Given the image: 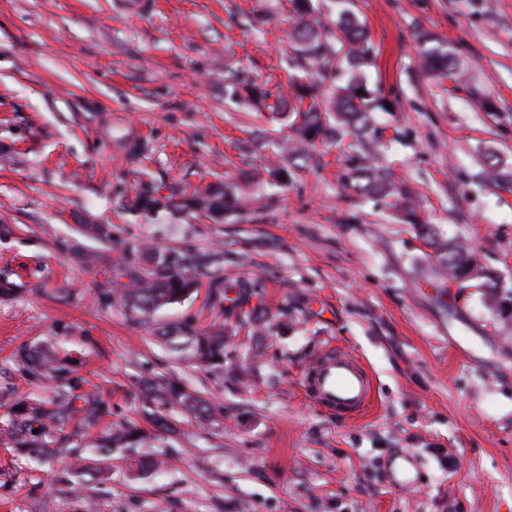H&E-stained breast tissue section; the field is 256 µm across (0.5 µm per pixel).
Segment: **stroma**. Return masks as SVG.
<instances>
[{
    "mask_svg": "<svg viewBox=\"0 0 512 512\" xmlns=\"http://www.w3.org/2000/svg\"><path fill=\"white\" fill-rule=\"evenodd\" d=\"M349 7L368 36L367 83L392 105L372 115L381 162L417 191L438 240L476 251L500 307L449 289L413 225L345 189L350 139L317 142L287 187L253 179L285 131L225 98L224 76L290 94V0H0V426L17 400L54 395L15 362L43 342L109 402L112 427L155 432L139 384L161 375L213 408L207 424L169 413L154 443L165 468L140 474L113 454L94 512H512V184L483 175L491 153L512 173V0ZM423 34L454 61L446 76L423 68ZM132 139L150 147L139 168ZM141 171L180 189L233 186L236 209H119ZM183 245L223 252L224 278L254 281L273 316L259 335L218 318L205 284L162 311L231 327L219 371L176 361L119 298L125 251ZM330 346L372 379L361 415L305 386ZM408 455L413 489L395 483ZM63 468L0 443V512H81Z\"/></svg>",
    "mask_w": 512,
    "mask_h": 512,
    "instance_id": "35a3bbf8",
    "label": "stroma"
}]
</instances>
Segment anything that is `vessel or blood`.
I'll use <instances>...</instances> for the list:
<instances>
[{
	"label": "vessel or blood",
	"instance_id": "obj_1",
	"mask_svg": "<svg viewBox=\"0 0 512 512\" xmlns=\"http://www.w3.org/2000/svg\"><path fill=\"white\" fill-rule=\"evenodd\" d=\"M308 384L319 403L341 413L362 410L372 395L367 373L348 352L333 346L313 361Z\"/></svg>",
	"mask_w": 512,
	"mask_h": 512
}]
</instances>
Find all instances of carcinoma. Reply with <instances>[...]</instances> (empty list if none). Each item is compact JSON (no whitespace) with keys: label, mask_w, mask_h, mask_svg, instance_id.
<instances>
[{"label":"carcinoma","mask_w":512,"mask_h":512,"mask_svg":"<svg viewBox=\"0 0 512 512\" xmlns=\"http://www.w3.org/2000/svg\"><path fill=\"white\" fill-rule=\"evenodd\" d=\"M296 22L291 26L288 39L292 54L288 67L299 72L291 84L293 97L287 104L280 100L269 106L272 118L281 122L295 134L294 146L281 149L280 162L269 171L273 181L288 185L287 166L304 167L311 162L310 149L317 138H332L341 130L354 131L362 137L369 129V116L376 111L387 112L386 100L375 95L359 76H353L339 86L327 101H322L320 87L335 73L333 65L345 64L355 70L370 61V48L363 25L353 15L340 16L336 43L307 20L312 0H293ZM423 67L437 75L448 72V52L441 46L423 41L420 47ZM347 187L360 196L391 199L392 206L403 210L407 221L419 226L427 245L437 253L443 274L463 278L470 268L480 266L476 254L452 242L436 239L433 225L420 221L418 205L412 191L404 182L396 181L392 170L367 157L358 155L352 165ZM162 187L152 180L140 181L134 198L123 204L130 212L157 214L176 209L189 213L210 215L230 209V193L222 185H210L205 191L170 192L161 194ZM224 263V254L201 252L189 248H170L148 252L129 250L123 260L122 276L129 284L122 292L127 311L140 323L154 321L161 310L179 304L198 291L203 279H209L210 294L222 314L237 313L249 323L258 324L263 315L261 304H252L257 295L256 284L248 279L211 277L213 268ZM155 335L178 358L202 365L211 370L224 367V348L229 336L224 323L199 330L189 323L155 324ZM20 367L33 379H52L59 383V391L50 399L29 398L15 402L12 418L0 432L16 451L41 460H57L71 464L74 480L70 492L76 499L85 500V492L94 480L105 473L112 454L120 452L131 467L141 469L158 466L154 458L145 460L138 449L145 448L151 437L134 424H126L116 431L102 433L89 448L69 446L56 438L54 429L74 421L83 429L95 427L111 414L109 404L94 391H80V383L72 372L61 364L48 345L23 347L16 354ZM143 408L157 428L168 427L163 415L167 408H180L201 421L211 417L206 401L167 376L156 377L142 384ZM38 433H33V430Z\"/></svg>","instance_id":"carcinoma-1"}]
</instances>
